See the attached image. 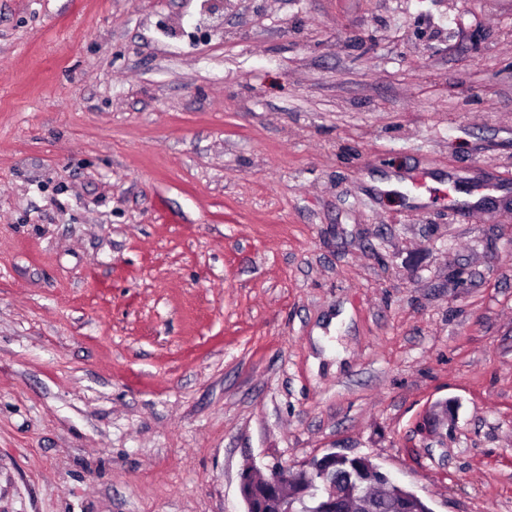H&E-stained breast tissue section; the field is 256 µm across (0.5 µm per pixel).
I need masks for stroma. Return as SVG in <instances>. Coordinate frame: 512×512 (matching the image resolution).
<instances>
[{"mask_svg": "<svg viewBox=\"0 0 512 512\" xmlns=\"http://www.w3.org/2000/svg\"><path fill=\"white\" fill-rule=\"evenodd\" d=\"M332 451L512 512V0H0V512Z\"/></svg>", "mask_w": 512, "mask_h": 512, "instance_id": "35a3bbf8", "label": "stroma"}]
</instances>
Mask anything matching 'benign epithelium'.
<instances>
[{
  "label": "benign epithelium",
  "mask_w": 512,
  "mask_h": 512,
  "mask_svg": "<svg viewBox=\"0 0 512 512\" xmlns=\"http://www.w3.org/2000/svg\"><path fill=\"white\" fill-rule=\"evenodd\" d=\"M338 457L340 454L329 452L293 474L274 468L268 478L258 477L252 467L245 468L240 474L239 490L246 512H298L295 505L308 498L315 502L312 512H336L340 491L327 475ZM361 462L364 463L361 480L366 492L350 501L349 512H369V501L382 496V492L376 490L374 473L377 468L366 457L361 458Z\"/></svg>",
  "instance_id": "benign-epithelium-1"
}]
</instances>
